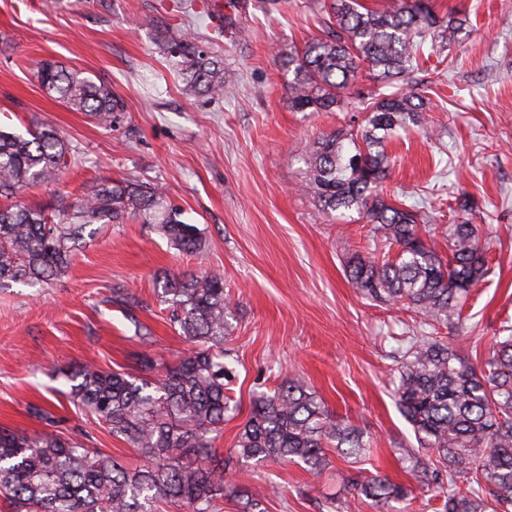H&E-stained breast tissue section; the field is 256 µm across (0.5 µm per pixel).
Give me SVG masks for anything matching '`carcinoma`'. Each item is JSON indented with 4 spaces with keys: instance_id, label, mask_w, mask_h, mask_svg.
Segmentation results:
<instances>
[{
    "instance_id": "cac0c4a2",
    "label": "carcinoma",
    "mask_w": 512,
    "mask_h": 512,
    "mask_svg": "<svg viewBox=\"0 0 512 512\" xmlns=\"http://www.w3.org/2000/svg\"><path fill=\"white\" fill-rule=\"evenodd\" d=\"M322 34L285 61L288 102L295 112H353L365 106L357 131L336 130L318 138L307 162L303 190L324 208L356 209L371 226L376 253L357 254L350 282L364 296L401 305L422 318L398 360L393 396L411 426L416 445L402 459L422 486L442 494L439 512H512V329L497 336L483 368L456 344L436 336L437 327L462 321L473 288L491 272L478 226L467 215L469 197L456 198V222L448 225V256L420 234V214L383 192L386 144L399 130L423 123L424 95L412 86L413 61L425 44L448 49L464 21L439 15L432 0H325ZM186 89L212 98L233 93L224 64L207 51L167 42ZM366 70L392 91L360 93L351 86ZM41 87L70 109L112 125L124 104L111 86L63 68L40 64ZM76 149L50 124L24 133L0 129V288L11 283H48L68 271L76 244L94 224H124L134 217L154 224L177 249L197 253L199 228L158 187L131 180L101 181L75 202L48 214L13 202L30 185L54 180ZM161 302L169 321L193 350L171 361L143 356L140 369L112 372L85 363L71 377L69 400L89 411L112 437L143 460L129 469L81 440L82 433L15 435L0 431V500L6 512H214L224 499L239 512H267L266 497L245 492L224 477L242 459L299 460L320 476L327 449L348 458L365 455L369 442L358 428L331 415L305 380L294 374L251 407L235 447L218 458L214 443L224 430L234 375L224 339L230 334L231 301L216 272L167 274ZM112 303L126 310L137 334L139 301L120 285ZM351 496L326 508L349 510L357 500L376 506L408 497L387 477L358 471Z\"/></svg>"
}]
</instances>
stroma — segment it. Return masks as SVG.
<instances>
[{
    "instance_id": "obj_1",
    "label": "stroma",
    "mask_w": 512,
    "mask_h": 512,
    "mask_svg": "<svg viewBox=\"0 0 512 512\" xmlns=\"http://www.w3.org/2000/svg\"><path fill=\"white\" fill-rule=\"evenodd\" d=\"M239 0H196L187 21L180 0H0V124L17 132L46 122L78 149L56 181L24 190L18 203L69 204L94 181L131 179L163 188L206 240L197 254L175 248L155 225L132 218L85 238L61 279L0 288V426L45 431L28 408L50 410L63 430L140 466L139 455L66 397L70 376L91 361L104 370L138 358L169 360L190 345L169 325L157 296L167 273L219 271L234 306L226 346L237 361L234 404L215 446L236 442L253 398L297 372L335 417L371 444L361 467L404 485L407 501L387 512H437L405 469L397 445L414 434L393 396L394 353L419 329L414 313L367 299L347 279L353 255L373 248L356 210H324L299 192L319 136L348 128L347 112H296L288 105L283 60L318 35V0H279L272 14ZM439 14L469 23L446 57H420L428 122L387 143L388 194L424 211L421 234L447 253L452 207L475 200L472 221L491 273L467 301L462 326L441 328L473 364L490 339L512 327V0H433ZM248 29L246 41L213 18ZM195 43L224 63L230 98L186 91L164 38ZM58 61L111 85L124 102L113 127L76 112L40 86L39 62ZM121 284L142 306L151 334L139 337L113 303ZM321 481L297 462L249 461L229 479L267 493L268 512H327L344 496L350 459L334 454Z\"/></svg>"
}]
</instances>
